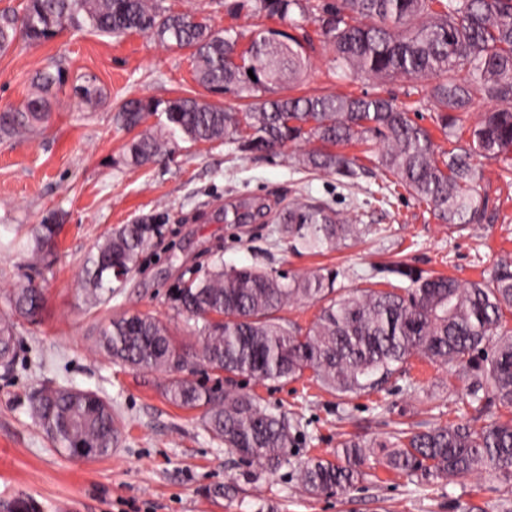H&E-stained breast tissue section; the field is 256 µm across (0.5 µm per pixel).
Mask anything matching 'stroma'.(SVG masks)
I'll return each instance as SVG.
<instances>
[{
  "instance_id": "obj_1",
  "label": "stroma",
  "mask_w": 512,
  "mask_h": 512,
  "mask_svg": "<svg viewBox=\"0 0 512 512\" xmlns=\"http://www.w3.org/2000/svg\"><path fill=\"white\" fill-rule=\"evenodd\" d=\"M231 2L162 5L207 16L218 29L247 35L274 29L311 38V66L292 95L379 94L417 104L413 120L431 126L425 82L338 77L334 52L314 23L293 29L275 17L236 15ZM52 62L66 81L47 96L44 127L27 138L0 136V315L8 313L9 290L23 274L6 242L34 224L60 227L49 264L33 274L46 293L44 310L34 322L16 319L15 359L10 368L0 367V512H15L21 500L34 503L38 512H257L265 502L277 512H502L495 473L419 485L388 470L377 454L366 464L368 479L346 493L311 495L299 484L302 463L316 455L332 457L350 436L379 442L402 423L425 430L468 420L463 370L417 354L406 373L382 390L344 399L322 390L309 375L297 381L234 378L233 387L256 395L272 412L286 413L300 431L288 465L249 484L242 477L246 463L210 438L199 411L165 399L166 373L113 364L93 346L113 311L149 312L182 334L172 292L183 280L204 277L219 260L228 266L256 262L291 274L333 269L341 294L363 288L374 267L393 262L463 284L480 279L499 258L512 255V179L503 176L500 163L482 162L480 180L482 193L500 209L499 223L466 230L448 227L402 189L390 204L374 201L385 175L360 145L347 149L360 166L352 181L298 170L284 154H246L224 143L182 141L166 163L134 168L125 161L133 134L116 120L124 101L191 95L228 106L232 97L198 84L189 49L140 33L116 38L67 27L38 44L17 41L0 54V112L23 101ZM88 80L103 92L93 108L73 91ZM300 195L344 214L359 213L373 233L317 255L293 252L279 240L272 215ZM242 199L270 205L271 216L226 223L225 206ZM141 218L158 224L157 237L109 304L90 307L79 288L87 253L112 227ZM43 383L90 390L112 405L123 430L111 456L72 459L52 446L24 402Z\"/></svg>"
}]
</instances>
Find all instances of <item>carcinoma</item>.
<instances>
[{"label":"carcinoma","mask_w":512,"mask_h":512,"mask_svg":"<svg viewBox=\"0 0 512 512\" xmlns=\"http://www.w3.org/2000/svg\"><path fill=\"white\" fill-rule=\"evenodd\" d=\"M234 10L278 16L298 27L311 21L333 47L336 70L375 79H436L428 91L435 127L454 144L439 150L431 131L413 121L408 109L379 95H279L257 106L236 109L197 97L130 99L116 120L126 129L145 126L126 145L129 164L164 161L176 138L193 144L229 143L243 153L267 154L308 144L293 155L308 173L356 176V158L343 148L378 145V167L426 202L448 226L464 230L494 224L499 210L478 189L480 160L503 163L512 173V0H238ZM121 37L142 33L167 46L191 49L197 82L217 95L237 99L293 86L306 75L304 45L273 29L253 34L238 50L240 34L214 28L206 17L173 13L161 0H23L21 11H0V53L22 37L36 42L64 26ZM253 75H248V72ZM63 72H41L35 91L19 107L0 113V131L22 134L48 120L46 94ZM496 103L462 140L459 113L479 100ZM157 122L146 125L150 117ZM264 216L263 207L242 202L232 221ZM372 232L358 215L344 217L309 199L291 203L278 215V233L295 251L318 253L326 246L359 241ZM56 224H38L23 245L25 266L52 254ZM153 225L123 224L100 237L83 262L82 291L92 306L112 299L113 269L126 275L153 239ZM408 280L405 286L368 287L336 295L337 272L272 273L258 264L217 265L203 279L189 278L174 298L200 350L176 344L168 323L150 313L110 316L98 329L96 346L110 362L132 370L165 371L164 394L172 404L201 410L209 436L250 465L254 474L272 473L288 463L295 425L269 411L251 393L206 387L191 378L199 360L230 376L296 381L313 372L339 397L378 390L402 372L419 352L441 366L466 372L463 403L481 416L494 406L512 409V261H497L489 278L461 284L450 277L417 274L401 263L386 268ZM320 303L309 328L280 316L292 303ZM12 316L0 318V364H13L15 322L37 320L45 294L29 276L8 295ZM29 409L53 447L77 459L112 453L121 420L98 394L43 386L28 396ZM381 448L385 465L422 485L493 471L512 495V418L480 427L450 422L426 431L400 429L391 439L340 443L334 459L313 456L300 468L311 494L346 492L360 481L367 449Z\"/></svg>","instance_id":"carcinoma-1"}]
</instances>
